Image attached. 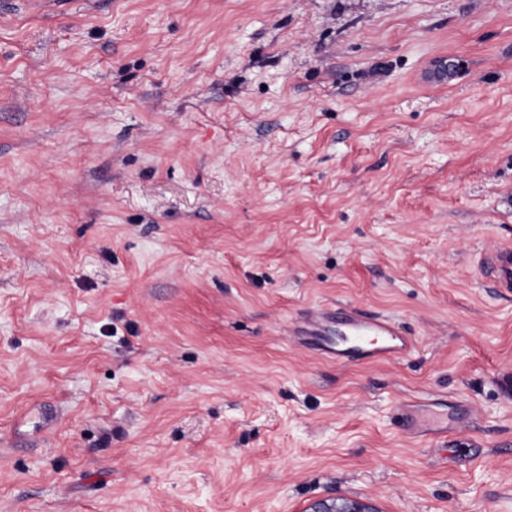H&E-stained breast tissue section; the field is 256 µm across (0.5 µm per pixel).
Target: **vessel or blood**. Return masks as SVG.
I'll return each instance as SVG.
<instances>
[{"label":"vessel or blood","mask_w":512,"mask_h":512,"mask_svg":"<svg viewBox=\"0 0 512 512\" xmlns=\"http://www.w3.org/2000/svg\"><path fill=\"white\" fill-rule=\"evenodd\" d=\"M478 264L500 293L512 295V243L496 245L481 254ZM288 335L297 346L317 351L340 366L396 361L414 348L412 339L395 320L368 315L353 307L311 306L289 325ZM397 412L402 430L413 438L438 441L447 438L449 432L466 430L459 422L435 416L426 405L404 402Z\"/></svg>","instance_id":"1"}]
</instances>
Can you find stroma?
Wrapping results in <instances>:
<instances>
[{
    "instance_id": "obj_1",
    "label": "stroma",
    "mask_w": 512,
    "mask_h": 512,
    "mask_svg": "<svg viewBox=\"0 0 512 512\" xmlns=\"http://www.w3.org/2000/svg\"><path fill=\"white\" fill-rule=\"evenodd\" d=\"M509 239L512 0H10L0 512H512ZM317 304L416 347L324 362ZM478 264L494 288L505 295H512V243H501L481 254ZM402 430L410 437L439 441L448 440V429L464 433L466 425L457 420L448 426V416H435L428 405L403 402L397 408ZM320 500L311 507V512H377L375 508L366 502H357L347 499Z\"/></svg>"
}]
</instances>
